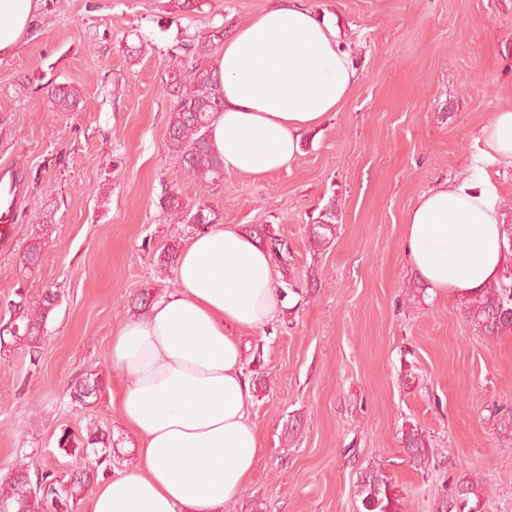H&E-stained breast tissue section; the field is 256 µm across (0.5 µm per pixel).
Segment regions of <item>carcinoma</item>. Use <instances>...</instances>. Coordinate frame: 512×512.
Returning a JSON list of instances; mask_svg holds the SVG:
<instances>
[{
    "instance_id": "carcinoma-1",
    "label": "carcinoma",
    "mask_w": 512,
    "mask_h": 512,
    "mask_svg": "<svg viewBox=\"0 0 512 512\" xmlns=\"http://www.w3.org/2000/svg\"><path fill=\"white\" fill-rule=\"evenodd\" d=\"M224 39V26L214 28L211 34L190 45H181L171 52L167 69L166 88L172 98L167 123V149L175 155L184 173L202 183L212 185L224 179V167L212 148L208 134L209 122L216 112L224 111V88L219 71L202 66L190 59L209 53L213 44ZM51 96L56 111L72 112L80 108L83 98L73 86H57ZM158 207L164 213H182L184 206L178 192L169 190L159 198ZM218 213L207 204H199L189 211L187 223L213 224ZM335 213L320 214L309 230L312 241L321 245L336 231ZM259 241L277 259L283 258L285 243L273 227L263 225L251 230ZM43 237H33L25 248L23 268L27 274L38 264ZM59 306V294L50 288L33 300L24 292L10 303L13 318L0 329V346L23 345L31 355L39 353L48 334L47 324ZM461 306L470 322L486 336H496L512 329V273L503 272L480 292L463 298ZM102 383L97 373H83L76 377L70 389L71 401L91 404L98 397ZM405 453L414 466H429V448L426 435L417 426L403 431ZM58 446L92 450L94 463L58 477L53 473L31 472L28 464L17 467L12 476L0 483V512H71L74 502L97 478L98 466L112 454V446L105 437L91 430L84 437L63 435ZM357 493L365 512H398V498L392 494V479L380 467L359 472ZM481 487L465 476L458 478L448 497L438 503L439 512H478Z\"/></svg>"
}]
</instances>
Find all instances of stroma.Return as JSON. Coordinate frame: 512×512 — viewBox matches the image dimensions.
Segmentation results:
<instances>
[{
  "mask_svg": "<svg viewBox=\"0 0 512 512\" xmlns=\"http://www.w3.org/2000/svg\"><path fill=\"white\" fill-rule=\"evenodd\" d=\"M275 0H40L30 32L0 61V169L23 178L12 241L0 245V323L17 290H57L61 304L39 355L0 357V479L20 457L58 476L82 466L62 435L96 428L112 439L108 474L130 468L134 439L111 394L112 332L135 318L142 291L161 296L174 269L159 263L193 225L161 216L177 190L220 224L273 226L291 290L277 319L248 335L243 367L261 448L244 491L224 512H364L361 468L383 467L399 512H435L460 476L483 484L480 512H512V331L475 330L458 297L431 293L408 263L403 219L426 190L464 174L474 134L512 107V0H303L335 15L358 72L339 111L305 133L290 170L220 185L187 177L166 146V58L214 27L232 35ZM77 87V112L53 111L52 86ZM336 210L330 242L314 217ZM49 231H42L43 222ZM44 234L38 269L19 271ZM104 382L95 403L71 402L78 375ZM428 437L414 467L402 430Z\"/></svg>",
  "mask_w": 512,
  "mask_h": 512,
  "instance_id": "obj_1",
  "label": "stroma"
}]
</instances>
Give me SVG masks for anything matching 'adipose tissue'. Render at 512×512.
<instances>
[{
    "label": "adipose tissue",
    "mask_w": 512,
    "mask_h": 512,
    "mask_svg": "<svg viewBox=\"0 0 512 512\" xmlns=\"http://www.w3.org/2000/svg\"><path fill=\"white\" fill-rule=\"evenodd\" d=\"M40 0H0V59L13 55ZM215 66L224 109L209 139L226 171L261 179L290 168L303 132L349 98L357 81L339 31L299 0L276 4L225 39ZM512 164V107L475 137L465 177L423 192L404 216L403 251L430 288L479 292L512 265L502 191L489 172ZM175 286L147 317L112 336L113 395L136 440L134 465L97 479L89 512H223L245 489L259 453L244 335L281 307L271 255L232 225L191 236Z\"/></svg>",
    "instance_id": "1"
}]
</instances>
